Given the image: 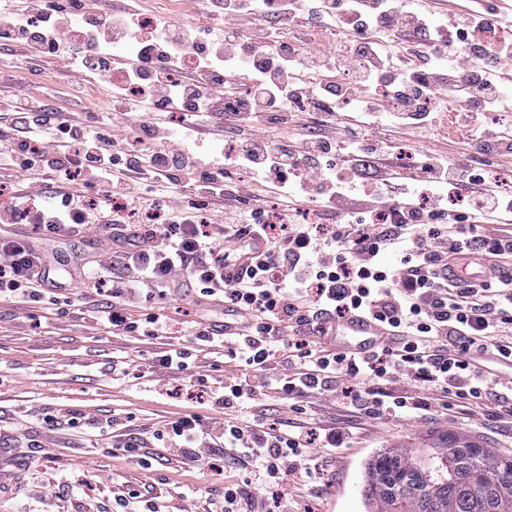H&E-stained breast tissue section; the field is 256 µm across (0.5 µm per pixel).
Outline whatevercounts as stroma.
<instances>
[{
  "label": "stroma",
  "mask_w": 512,
  "mask_h": 512,
  "mask_svg": "<svg viewBox=\"0 0 512 512\" xmlns=\"http://www.w3.org/2000/svg\"><path fill=\"white\" fill-rule=\"evenodd\" d=\"M13 65L45 103L69 108L63 60H25L0 45V69ZM52 248V275L80 280L92 255L88 243L73 238ZM102 302L99 296L61 307L0 300V512H125L117 501L131 491L145 493L159 512H211L224 496L226 478L240 481L249 471L220 452L212 465L187 468L154 437L146 441L153 462L145 469L123 454L107 453L111 430L96 434L84 422L113 419L129 430L154 433L179 414H206L199 387L190 386L186 375L160 386L129 370L141 359L189 344L193 322L221 320V312L197 306L192 293H185L168 309L167 335L151 341L113 334L99 319ZM467 409L465 401L453 398L432 414L375 420L354 417L318 397L300 414L271 395L252 413L268 427L309 417L353 429L352 448L323 480L301 490L299 502L313 512H365L361 475L380 448H419L430 432L451 430L512 455V426L495 417L494 400H486L477 423L467 421Z\"/></svg>",
  "instance_id": "35a3bbf8"
}]
</instances>
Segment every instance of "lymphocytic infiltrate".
Here are the masks:
<instances>
[{
	"instance_id": "1",
	"label": "lymphocytic infiltrate",
	"mask_w": 512,
	"mask_h": 512,
	"mask_svg": "<svg viewBox=\"0 0 512 512\" xmlns=\"http://www.w3.org/2000/svg\"><path fill=\"white\" fill-rule=\"evenodd\" d=\"M276 10L295 22L292 36L261 25ZM204 12L210 23L203 27L163 14L149 27L138 0L81 13L47 0H25L20 9L0 0V44L27 57L65 58L73 104L67 112L48 109L29 83L0 74V189L12 193L0 209V297L31 303L48 293L50 271L37 240L8 231L22 222L48 242L106 227L121 272L105 279L108 259L92 260L82 286L107 296L102 313L113 331L166 335L168 317L154 304L194 283L198 299L223 304L247 332L232 336L198 322L194 346L149 364L160 377L183 372L195 346H222L237 370L208 391L209 416L184 413L166 424L168 449L199 465L220 448L254 463L260 495L228 482L220 512H297L286 482H314L309 453L335 457L351 437L332 427H260L243 414L256 396L272 391L296 404L328 392L349 412L402 419L429 410L428 398L374 392L369 383L405 376L477 404L488 379L472 353L491 348L512 359V275L451 283L441 274L460 254L512 257L511 236L484 233L488 224H512V187L421 146L440 127L452 95L464 102L457 125L512 164V139L487 122L489 113L512 106L503 78L512 43L462 48L459 58L482 62L484 72L465 81L441 49L449 33L485 29L486 0L441 12L409 0H207ZM34 18L41 31L31 29ZM354 25L381 27L388 38L334 55L306 47L307 29ZM76 27L83 30L79 42ZM116 45L128 62L124 84L111 88L109 118L78 117L86 77L109 71ZM172 49L183 63L176 80L164 75ZM298 69L311 81L296 80ZM239 73L251 91L224 101L223 76ZM324 73L347 81L319 82ZM383 84L397 107L380 103ZM339 98L345 107L317 128L300 126L301 105ZM288 100L295 110H282ZM419 101L428 110L412 111ZM172 110L181 113L175 128L157 119ZM216 118L224 139L199 151L201 126ZM404 148L416 153L404 180L381 170L367 178L357 167L365 158L398 161ZM260 186L277 191L278 209L257 199ZM254 238L262 251L225 278V265ZM134 307L145 309L144 318H132ZM352 316L381 324L397 346L353 357L315 342Z\"/></svg>"
}]
</instances>
